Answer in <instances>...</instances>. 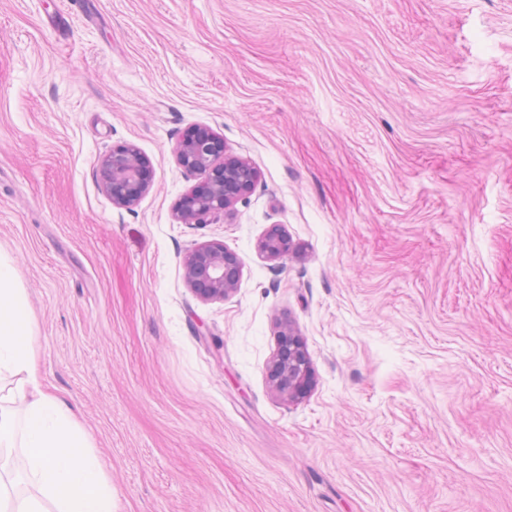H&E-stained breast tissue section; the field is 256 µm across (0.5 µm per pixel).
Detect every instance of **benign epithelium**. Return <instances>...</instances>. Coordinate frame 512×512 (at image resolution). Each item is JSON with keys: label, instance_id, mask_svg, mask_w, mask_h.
Listing matches in <instances>:
<instances>
[{"label": "benign epithelium", "instance_id": "1", "mask_svg": "<svg viewBox=\"0 0 512 512\" xmlns=\"http://www.w3.org/2000/svg\"><path fill=\"white\" fill-rule=\"evenodd\" d=\"M218 138L184 135L176 146L178 163L200 181L190 190V204L174 209V218L181 224H201L231 217L236 204L251 193L260 174L245 157H224L214 150ZM150 163L134 144L113 148L99 161L104 191L113 206L130 209L147 191ZM291 241L281 225L268 230L258 242V252L268 262L277 263L288 255ZM238 256L223 243L210 241L196 246L185 258L184 276L197 298L202 301L223 299L234 293L241 279ZM310 377V360L294 326L282 322L278 330V346L270 360L268 380L273 393L293 400L305 388Z\"/></svg>", "mask_w": 512, "mask_h": 512}]
</instances>
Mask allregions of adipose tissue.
I'll return each instance as SVG.
<instances>
[{
  "label": "adipose tissue",
  "mask_w": 512,
  "mask_h": 512,
  "mask_svg": "<svg viewBox=\"0 0 512 512\" xmlns=\"http://www.w3.org/2000/svg\"><path fill=\"white\" fill-rule=\"evenodd\" d=\"M16 378L0 394V461L24 458L28 493L15 489L0 464V512H102L112 489L88 451L87 437L66 402L44 387L35 320L15 267L0 257V377Z\"/></svg>",
  "instance_id": "adipose-tissue-1"
}]
</instances>
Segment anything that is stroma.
Wrapping results in <instances>:
<instances>
[{"mask_svg":"<svg viewBox=\"0 0 512 512\" xmlns=\"http://www.w3.org/2000/svg\"><path fill=\"white\" fill-rule=\"evenodd\" d=\"M96 7L0 0V253L112 512H512V0ZM195 127L260 173L230 221L172 217ZM125 143L129 210L98 172ZM212 240L242 278L203 302L182 261ZM149 170V160L134 144H122L105 154L99 161V173L113 206L134 207L149 187ZM290 250L291 241L283 225H274L258 242V252L271 263H278ZM310 377V360L294 326L282 322L278 346L270 360L268 380L273 393L293 400L305 388Z\"/></svg>","mask_w":512,"mask_h":512,"instance_id":"1","label":"stroma"}]
</instances>
